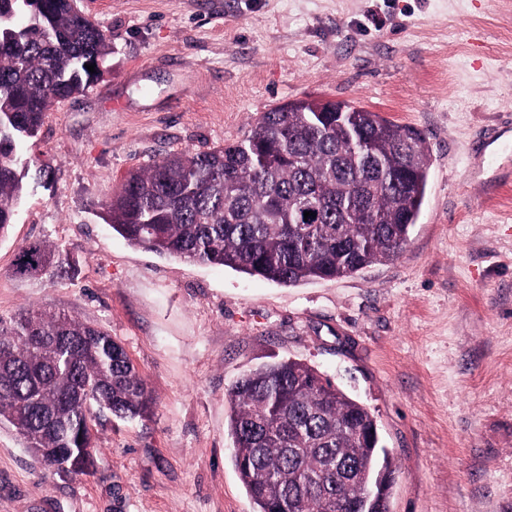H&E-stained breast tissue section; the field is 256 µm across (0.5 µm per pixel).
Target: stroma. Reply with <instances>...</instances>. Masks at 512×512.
I'll list each match as a JSON object with an SVG mask.
<instances>
[{"instance_id": "obj_1", "label": "stroma", "mask_w": 512, "mask_h": 512, "mask_svg": "<svg viewBox=\"0 0 512 512\" xmlns=\"http://www.w3.org/2000/svg\"><path fill=\"white\" fill-rule=\"evenodd\" d=\"M111 53L47 112L0 238V317L65 313L109 333L154 399L94 413L87 474L45 471L0 424V512H255L232 461L228 388L291 358L375 416L391 512H512V0H79ZM419 129L425 202L391 262L280 286L162 257L97 201L164 156L249 136L297 98ZM70 256L20 279L22 246Z\"/></svg>"}]
</instances>
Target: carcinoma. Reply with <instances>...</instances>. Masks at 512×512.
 <instances>
[{"mask_svg": "<svg viewBox=\"0 0 512 512\" xmlns=\"http://www.w3.org/2000/svg\"><path fill=\"white\" fill-rule=\"evenodd\" d=\"M110 47L78 0H0V238L25 195L23 147L45 112L93 84L87 64ZM343 112L346 125L336 123ZM430 169L414 127L345 101L300 98L263 113L244 140L175 153L129 172L101 216L129 244L291 286L353 276L396 258L424 203ZM312 211L316 217L304 218ZM69 259L21 248L19 278L62 273ZM0 421L27 452L70 448L92 459V408L144 418L153 399L124 347L61 312L0 318ZM239 479L256 512H336L366 494L351 471L393 470L372 413L313 366L282 359L227 392Z\"/></svg>", "mask_w": 512, "mask_h": 512, "instance_id": "carcinoma-1", "label": "carcinoma"}]
</instances>
